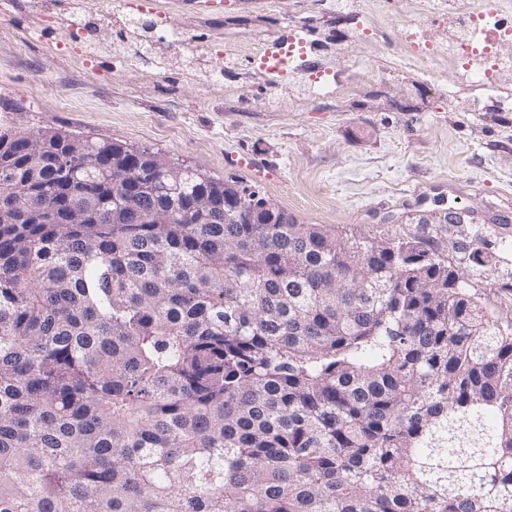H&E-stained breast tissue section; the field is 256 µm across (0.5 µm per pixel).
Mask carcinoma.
Masks as SVG:
<instances>
[{
  "label": "carcinoma",
  "mask_w": 512,
  "mask_h": 512,
  "mask_svg": "<svg viewBox=\"0 0 512 512\" xmlns=\"http://www.w3.org/2000/svg\"><path fill=\"white\" fill-rule=\"evenodd\" d=\"M0 512H512V331L424 241L0 127Z\"/></svg>",
  "instance_id": "1"
}]
</instances>
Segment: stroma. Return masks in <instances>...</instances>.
<instances>
[{"label": "stroma", "mask_w": 512, "mask_h": 512, "mask_svg": "<svg viewBox=\"0 0 512 512\" xmlns=\"http://www.w3.org/2000/svg\"><path fill=\"white\" fill-rule=\"evenodd\" d=\"M111 13L93 43L73 38L68 0L52 18L0 0V123L62 129L145 148L222 177L238 174L302 224L432 244L501 326H512V112H458L420 72L364 80L353 95L308 93L262 75L251 52L306 32L310 69L371 59L381 41L337 25L336 0H84ZM178 31L198 54L149 37ZM237 57H225L226 49ZM247 153L253 171L228 163ZM464 223L448 224V211Z\"/></svg>", "instance_id": "35a3bbf8"}]
</instances>
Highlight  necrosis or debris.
I'll use <instances>...</instances> for the list:
<instances>
[{
	"label": "necrosis or debris",
	"instance_id": "1",
	"mask_svg": "<svg viewBox=\"0 0 512 512\" xmlns=\"http://www.w3.org/2000/svg\"><path fill=\"white\" fill-rule=\"evenodd\" d=\"M392 28L388 54L399 67L423 69L434 84L439 76L429 62L447 60L457 111H479L485 97L512 110V0H418L416 13Z\"/></svg>",
	"mask_w": 512,
	"mask_h": 512
}]
</instances>
